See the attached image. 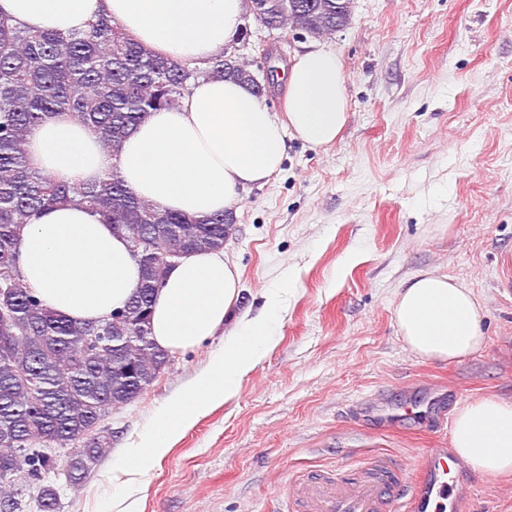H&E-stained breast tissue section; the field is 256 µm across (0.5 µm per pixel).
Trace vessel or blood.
<instances>
[{
  "instance_id": "b4317fda",
  "label": "vessel or blood",
  "mask_w": 512,
  "mask_h": 512,
  "mask_svg": "<svg viewBox=\"0 0 512 512\" xmlns=\"http://www.w3.org/2000/svg\"><path fill=\"white\" fill-rule=\"evenodd\" d=\"M470 496V479L451 449L417 448L401 467L340 462L292 479L283 512H467Z\"/></svg>"
}]
</instances>
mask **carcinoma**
I'll list each match as a JSON object with an SVG mask.
<instances>
[{
    "label": "carcinoma",
    "instance_id": "cac0c4a2",
    "mask_svg": "<svg viewBox=\"0 0 512 512\" xmlns=\"http://www.w3.org/2000/svg\"><path fill=\"white\" fill-rule=\"evenodd\" d=\"M265 27L291 24L311 38L346 26L352 0H246ZM310 4L307 10L300 9ZM199 78H232L258 97L245 61L219 55L205 67L156 55L101 15L86 30L30 31L0 19V488L37 490L40 512H58L43 475L57 466L54 448L69 449L66 479L84 482L109 447L100 422L145 392L169 362L151 337L154 295L170 270L169 251L224 248V215L198 220L137 198L114 172L82 186L52 180L30 166L31 132L50 114L69 112L106 147L172 108ZM58 204L98 211L123 234L143 238L136 255L141 285L125 308L81 323L43 306L22 283L20 242L31 220Z\"/></svg>",
    "mask_w": 512,
    "mask_h": 512
}]
</instances>
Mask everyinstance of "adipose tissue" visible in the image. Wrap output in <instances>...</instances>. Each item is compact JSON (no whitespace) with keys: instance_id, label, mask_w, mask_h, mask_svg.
Here are the masks:
<instances>
[{"instance_id":"1","label":"adipose tissue","mask_w":512,"mask_h":512,"mask_svg":"<svg viewBox=\"0 0 512 512\" xmlns=\"http://www.w3.org/2000/svg\"><path fill=\"white\" fill-rule=\"evenodd\" d=\"M244 0H0V19L28 29L62 33L87 28L98 15L118 22L134 41L178 61L204 64L235 39ZM287 110L269 109L250 89L220 78L197 82L177 107L133 126L119 153L101 145L79 119L46 117L28 140L32 167L72 185L114 171L138 197L191 217L232 211L240 193L279 169L289 136L311 147L332 144L349 119L345 78L336 53L311 46L284 74ZM24 285L43 305L81 321H99L136 293L140 267L125 239L103 217L59 205L33 219L21 246ZM289 281L266 289L261 310L235 315L239 273L223 252L180 259L155 295L151 331L169 351L194 347L223 332L224 345L181 391L153 414L137 442L123 449L112 471L125 477L103 497L99 512H140L137 478L216 404L235 398L245 376L274 348ZM481 301L471 288L422 271L396 294L395 320L413 353L457 361L484 342ZM451 444L482 474L512 471V400L467 401L455 414Z\"/></svg>"}]
</instances>
